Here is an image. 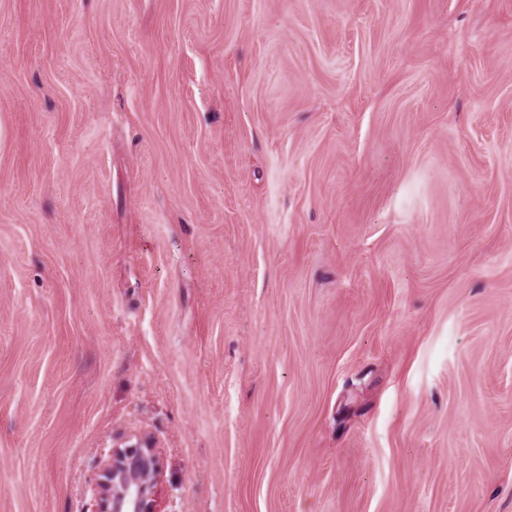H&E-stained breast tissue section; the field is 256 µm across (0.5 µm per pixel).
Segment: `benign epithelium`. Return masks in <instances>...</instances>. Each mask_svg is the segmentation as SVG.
<instances>
[{
    "instance_id": "1",
    "label": "benign epithelium",
    "mask_w": 512,
    "mask_h": 512,
    "mask_svg": "<svg viewBox=\"0 0 512 512\" xmlns=\"http://www.w3.org/2000/svg\"><path fill=\"white\" fill-rule=\"evenodd\" d=\"M161 469V454L149 436L113 447L93 488V512H157Z\"/></svg>"
}]
</instances>
